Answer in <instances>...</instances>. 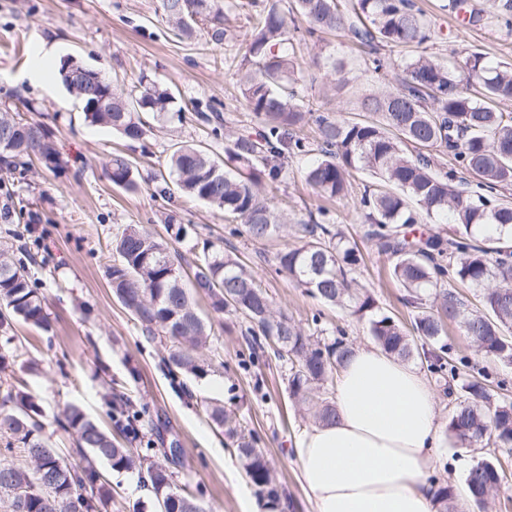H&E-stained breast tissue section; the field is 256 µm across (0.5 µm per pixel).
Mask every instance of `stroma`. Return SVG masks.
I'll return each mask as SVG.
<instances>
[{"mask_svg":"<svg viewBox=\"0 0 512 512\" xmlns=\"http://www.w3.org/2000/svg\"><path fill=\"white\" fill-rule=\"evenodd\" d=\"M418 2L431 23L428 53L455 66L472 52L512 65V31L491 15L486 0H468L465 14L447 9L448 0ZM159 5L160 0H0V107L32 103V120L46 126L61 152V165L53 171L39 165L23 177L0 171L15 201L24 204L22 215H0V246L14 248L15 258L24 260L51 323L46 332L15 323L13 355L0 371V385L38 400L46 434L67 457H74L75 441L58 421L67 406L76 405L119 445H132L147 462H164L171 444H178L181 464L174 480L206 512H256L259 500L230 440L205 411L208 403L222 402L253 431L277 482L288 492V512H315L293 449L314 419L288 394L287 360L269 349L254 354L255 343L242 317L215 314L210 298L197 294L196 311L211 328L209 341L197 351L208 372L196 377L169 369L165 341L147 334L112 293L113 237L128 224L165 235V216L177 214L195 228L192 237L170 244L187 263L196 261L204 244H213L241 258L266 290L274 311L305 329H321L326 339L341 332L350 345L373 344L367 321L323 305L279 270V253L299 243V221L321 208L326 220L357 240L363 261L355 277L374 293L380 312L406 325L412 309L389 278L390 260L363 235L359 192L371 179L367 172L354 173L346 198L327 200L305 181L308 157L289 158L288 175L274 191L288 222L261 243L250 240L242 225L223 212L186 198L176 185H164L161 176L169 171L172 143H200L223 155V140L213 137L202 114L219 115L242 133L258 131L259 123L237 91L240 37L250 28L249 19L237 17V40L222 46L209 44L204 34L181 41ZM473 12L478 21H470ZM45 43L54 46L53 57L40 55ZM350 46L347 34L327 35L301 46L297 58L299 70L308 77L305 102L323 106L338 119L357 118L360 98L382 81L366 57ZM318 53L346 58L341 80L315 70L312 60ZM68 55L128 91L138 90L144 74L171 86L183 109L181 119L153 122L140 142L90 125L81 103L59 79L57 69ZM116 151L134 161L137 190H124L107 179L105 166ZM443 341L455 356L487 367L492 381H505L501 395L512 400V366L487 362L459 325H450ZM121 405L140 413L147 442L131 444L119 433L116 410ZM487 456L504 473L501 488L485 509L472 506L468 512H512V450L491 455L484 449H460L443 432L428 474L455 487L473 461ZM98 468L112 481L108 512H157L138 474L113 471L104 462Z\"/></svg>","mask_w":512,"mask_h":512,"instance_id":"obj_1","label":"stroma"}]
</instances>
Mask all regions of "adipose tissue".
I'll return each mask as SVG.
<instances>
[{"label": "adipose tissue", "mask_w": 512, "mask_h": 512, "mask_svg": "<svg viewBox=\"0 0 512 512\" xmlns=\"http://www.w3.org/2000/svg\"><path fill=\"white\" fill-rule=\"evenodd\" d=\"M335 423L303 432L294 453L315 512H436L426 473L440 425L414 366L360 346L336 379Z\"/></svg>", "instance_id": "adipose-tissue-1"}]
</instances>
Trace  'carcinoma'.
I'll return each mask as SVG.
<instances>
[{
  "instance_id": "1",
  "label": "carcinoma",
  "mask_w": 512,
  "mask_h": 512,
  "mask_svg": "<svg viewBox=\"0 0 512 512\" xmlns=\"http://www.w3.org/2000/svg\"><path fill=\"white\" fill-rule=\"evenodd\" d=\"M339 0H161V9L178 36L189 40L204 30L209 41L222 45L230 39L227 17L246 11L255 22L245 34L239 61L240 91L246 109L259 120L258 136L238 134L217 125L224 136V159L201 144H177L169 158L180 189L188 197L222 210L244 225L251 240L263 241L285 223L265 187L282 181L288 157L308 148L301 135L312 111L301 104L305 83L297 68V49L306 38L348 32L353 43L369 49L374 70L397 68L399 88L363 97L358 111L370 119L339 121L329 114L315 116L321 152L305 172L306 182L321 196L340 199L350 177L367 171L379 179L365 186L360 198L366 237L378 253L392 260L391 276L407 292L416 308L413 330L428 345L422 349L428 371L445 382L444 394L460 395L448 416V437L458 448H512V400L494 394L484 379L465 377L466 360L449 355L439 344L445 322L457 321L477 350L504 365H512V201L502 194L512 187V113L500 105L512 102V69L493 66L479 53L470 54L463 80L448 64L424 51L396 63L381 55L384 47L420 48L431 39V26L416 0H351V13ZM495 16L512 28V0H488ZM137 96L118 87L102 91L108 107H90L93 89L80 99L85 120L109 127L122 137L140 141L146 134L140 113L162 121L175 109V96L140 77ZM0 166L25 171L37 159L48 170L60 165V152L41 124L18 111L0 109ZM453 155L458 167L485 187L477 197L461 188L457 171L440 169L439 153ZM106 177L116 186L134 190L133 161L112 154ZM445 215L454 224L452 235L435 232L411 238L405 228ZM167 234L181 241L194 233L173 214L164 221ZM302 244L280 253L282 270L323 303L339 307L369 322L371 335L385 352L410 358L414 345L400 323L377 312L376 299L352 276L362 261L356 241L313 212L302 222ZM118 262L112 264L110 283L115 296L133 314L143 330L162 333L170 346V367L194 376L208 371L194 351L206 342L208 328L198 315L191 291L202 292L216 313L234 312L266 343L275 336L273 353L288 358V393L313 410L317 423L335 420L329 386L346 362L352 347L339 336L321 338L323 331L306 332L284 316L276 317L267 294L240 261L220 250L203 248L185 284L181 257L151 232L128 225L114 237ZM459 282L482 290L483 309L469 310L452 290ZM439 308L424 307V296ZM38 329L51 328L45 301L32 287L26 267L0 247V371L6 368L7 335L12 320ZM40 405L21 390L0 398V436L22 445L25 464L0 460V498L11 512H105L112 503V486L96 468L104 461L116 472L146 470L159 512H205L194 497L174 485L169 464L144 467V459L117 445L77 406H69L60 426L75 437L85 464L65 459L36 420ZM213 424L236 445L248 483L270 510L287 500L272 476V468L256 439L237 426L224 404L207 407ZM471 498L478 508L495 497L503 481L497 464L483 459L466 474ZM437 512H457L450 487L436 483Z\"/></svg>"
}]
</instances>
